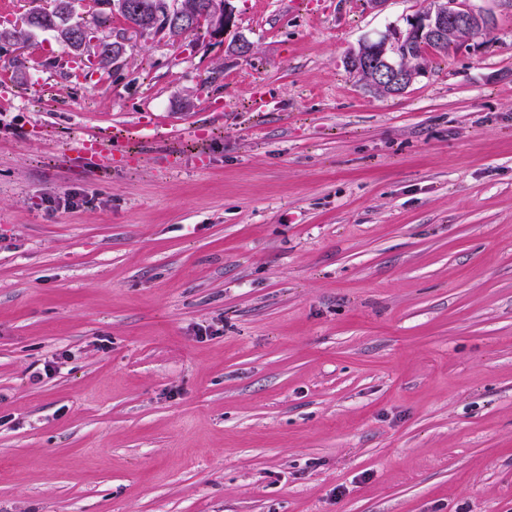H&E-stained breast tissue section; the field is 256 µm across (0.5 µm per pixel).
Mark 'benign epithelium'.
I'll return each instance as SVG.
<instances>
[{
	"instance_id": "7a95c632",
	"label": "benign epithelium",
	"mask_w": 512,
	"mask_h": 512,
	"mask_svg": "<svg viewBox=\"0 0 512 512\" xmlns=\"http://www.w3.org/2000/svg\"><path fill=\"white\" fill-rule=\"evenodd\" d=\"M160 2L175 28L200 25L210 36L220 37L232 20L229 0H206L201 14L190 16L173 0ZM490 29L491 17L485 11L456 0H429L428 9L408 18L406 27L393 25L376 38L363 39L345 58V65L365 87L399 95L424 72L422 60L406 63L404 47L408 42L423 41L429 49L440 51L473 41Z\"/></svg>"
}]
</instances>
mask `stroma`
I'll return each instance as SVG.
<instances>
[{"mask_svg":"<svg viewBox=\"0 0 512 512\" xmlns=\"http://www.w3.org/2000/svg\"><path fill=\"white\" fill-rule=\"evenodd\" d=\"M469 3L398 96L343 60L429 0L0 40V512H512V5ZM76 154L85 160L92 161L100 156L108 157L110 162L117 163L125 158V153L112 142V136H88L78 141Z\"/></svg>","mask_w":512,"mask_h":512,"instance_id":"35a3bbf8","label":"stroma"}]
</instances>
